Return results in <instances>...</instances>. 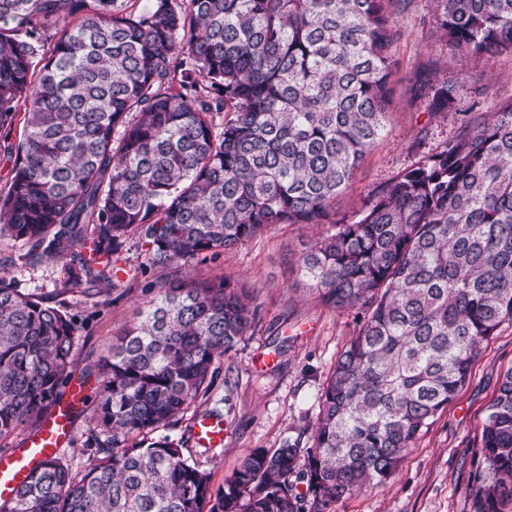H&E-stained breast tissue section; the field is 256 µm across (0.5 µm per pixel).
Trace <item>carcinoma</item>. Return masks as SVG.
<instances>
[{
  "label": "carcinoma",
  "instance_id": "cac0c4a2",
  "mask_svg": "<svg viewBox=\"0 0 512 512\" xmlns=\"http://www.w3.org/2000/svg\"><path fill=\"white\" fill-rule=\"evenodd\" d=\"M0 0V126L13 176L0 238L65 260L67 286L112 283L133 234L152 267L319 224L386 130L395 15L410 0ZM436 42L512 54V0H435ZM67 23L51 55L47 30ZM462 81L420 71L446 112ZM221 122H216V119ZM309 288L363 322L336 358L312 444L255 448L213 494L180 443L151 434L211 386L258 323L223 279L172 280L98 371L100 448L84 473L55 455L0 512H327L385 485L512 321V101L330 225L302 252ZM78 325L0 276V438L61 404ZM473 512L512 503V368L488 407Z\"/></svg>",
  "mask_w": 512,
  "mask_h": 512
}]
</instances>
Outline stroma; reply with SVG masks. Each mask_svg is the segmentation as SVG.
<instances>
[{"instance_id":"stroma-1","label":"stroma","mask_w":512,"mask_h":512,"mask_svg":"<svg viewBox=\"0 0 512 512\" xmlns=\"http://www.w3.org/2000/svg\"><path fill=\"white\" fill-rule=\"evenodd\" d=\"M433 9L432 0H411L399 18L403 35L392 48L399 67L391 81L387 133L352 186L337 197L327 224L354 218L372 191L439 151L462 122L512 101V55L484 64L434 43L427 27ZM424 66L441 79L466 78L471 94L437 115L429 112L427 101L410 103L409 79ZM327 224H274L243 246L205 252L188 264L166 268L150 267L145 246L131 235L118 251L114 283L69 290L63 287L61 263L45 256L27 259V245L0 239V257L15 260L0 272L24 292L54 297L79 326L72 379L83 382L88 400L75 413L73 435L60 456L80 472L96 459L95 441L108 437L100 419L99 363L159 285L172 278L230 279L252 296L260 321L218 362L209 391L158 428L157 436L180 441L185 456L208 473L215 493L252 449H275L294 438L310 446L319 397L338 354L363 319L359 308L326 306L300 277L301 253ZM511 368L512 322L506 321L483 343L468 383L418 436L388 483L340 499L331 512H472L484 420L500 375ZM207 414L222 416L226 425L223 443L210 448L198 445L194 435L197 418Z\"/></svg>"}]
</instances>
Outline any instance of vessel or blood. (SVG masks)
<instances>
[{
	"mask_svg": "<svg viewBox=\"0 0 512 512\" xmlns=\"http://www.w3.org/2000/svg\"><path fill=\"white\" fill-rule=\"evenodd\" d=\"M82 398L81 389H71L67 400L54 408L49 419L27 440L24 447L0 455V500L6 499L19 481L71 439L73 411ZM224 432V420L217 416L204 415L195 423L197 442L205 447L222 442Z\"/></svg>",
	"mask_w": 512,
	"mask_h": 512,
	"instance_id": "b4317fda",
	"label": "vessel or blood"
}]
</instances>
